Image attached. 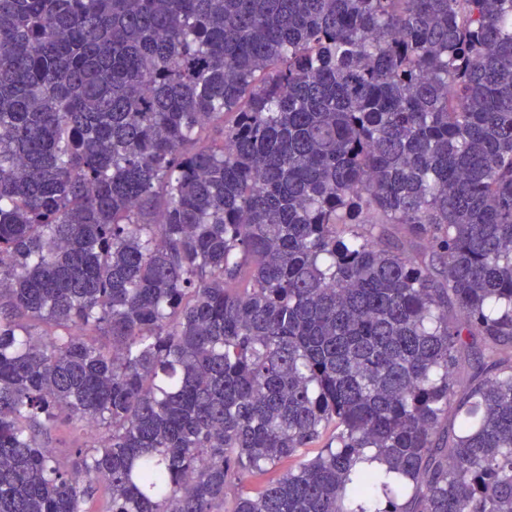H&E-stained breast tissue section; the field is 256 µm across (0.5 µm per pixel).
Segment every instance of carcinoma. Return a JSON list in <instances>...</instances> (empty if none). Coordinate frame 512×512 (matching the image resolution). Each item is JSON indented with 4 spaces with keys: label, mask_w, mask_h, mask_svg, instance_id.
I'll use <instances>...</instances> for the list:
<instances>
[{
    "label": "carcinoma",
    "mask_w": 512,
    "mask_h": 512,
    "mask_svg": "<svg viewBox=\"0 0 512 512\" xmlns=\"http://www.w3.org/2000/svg\"><path fill=\"white\" fill-rule=\"evenodd\" d=\"M99 483L512 512V0H0V512Z\"/></svg>",
    "instance_id": "obj_1"
}]
</instances>
